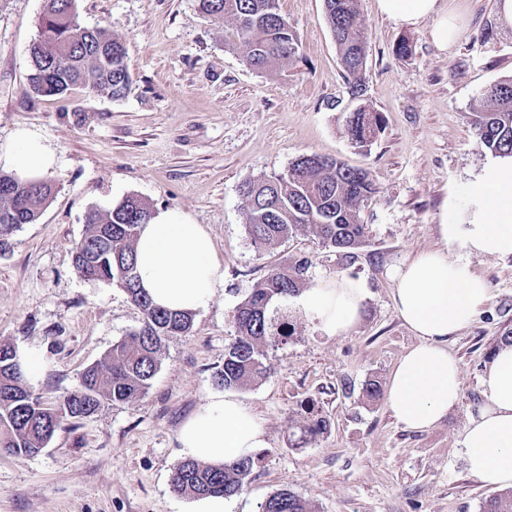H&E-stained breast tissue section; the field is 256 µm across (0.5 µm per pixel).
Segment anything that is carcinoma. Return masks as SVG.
<instances>
[{
  "label": "carcinoma",
  "instance_id": "cac0c4a2",
  "mask_svg": "<svg viewBox=\"0 0 512 512\" xmlns=\"http://www.w3.org/2000/svg\"><path fill=\"white\" fill-rule=\"evenodd\" d=\"M39 38L29 48V85L36 95H61L82 85L120 98L130 74L125 65L126 45L104 28L82 29L76 21V0H44ZM327 23L336 41L340 63L352 98L363 95L365 37L357 0H324ZM209 16L229 18L234 24L232 45L241 49L248 66L266 71L298 57L299 45L277 0H199ZM381 113L366 105L349 112L346 134L358 148L372 144L383 128ZM478 144L500 156L512 157V77L485 91L482 109L473 112ZM54 187L44 179L20 180L0 172V256L22 224H33L52 197ZM246 202V231L259 249L272 247L309 225L324 244L347 257L365 243L362 204L375 189L368 174L316 154H302L285 177L257 178L242 185ZM152 216L150 204L128 196L104 214L92 212L87 229L76 243L73 264L79 277L114 283L141 310L140 327L112 345L100 361L81 376L79 389L55 405L21 386L22 375L12 372L15 349L0 344V448L16 456L38 454L65 421L86 418L83 406L131 402L144 395L160 366L161 349L174 336L188 334L191 311L155 306L139 286L135 243L141 225ZM309 262L272 269L258 281L232 314L234 341L224 353V364L214 374L225 389L258 385L267 376L263 348L285 345L292 336L288 318L275 322L271 307L286 306L303 288ZM327 429L322 417L303 429L302 441L314 440ZM261 461L246 455L214 466L191 458L181 460L171 476L172 489L200 499L240 495L246 479ZM258 512H312L309 502L288 489L271 494ZM482 512H512V490L494 494Z\"/></svg>",
  "mask_w": 512,
  "mask_h": 512
}]
</instances>
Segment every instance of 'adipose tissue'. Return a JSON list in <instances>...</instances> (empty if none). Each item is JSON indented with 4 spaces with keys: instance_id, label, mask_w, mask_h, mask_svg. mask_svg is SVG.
<instances>
[{
    "instance_id": "ef3b65f1",
    "label": "adipose tissue",
    "mask_w": 512,
    "mask_h": 512,
    "mask_svg": "<svg viewBox=\"0 0 512 512\" xmlns=\"http://www.w3.org/2000/svg\"><path fill=\"white\" fill-rule=\"evenodd\" d=\"M388 19L412 25L433 20V37L447 44L455 29L439 0H378ZM17 174L35 175L54 156L26 131L19 132L8 158ZM440 248L418 252L396 274L395 307L418 342L400 358L387 382V403L406 429L423 431L446 417L459 401L462 379L448 339L464 329L487 302L486 281L471 267L474 255H512V158L487 165L466 186V205L442 220ZM456 259H449V250ZM140 286L152 301L171 310L206 308L224 286L205 227L173 214L152 216L136 247ZM365 285L347 274L321 279L292 299L317 322L323 335L349 332L358 322ZM485 406L465 427L464 460L484 484L512 487V345L501 347L482 378ZM184 456L221 463L254 452L264 443L256 416L237 398L211 396L181 426Z\"/></svg>"
}]
</instances>
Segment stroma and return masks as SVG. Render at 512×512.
Segmentation results:
<instances>
[{
	"instance_id": "1",
	"label": "stroma",
	"mask_w": 512,
	"mask_h": 512,
	"mask_svg": "<svg viewBox=\"0 0 512 512\" xmlns=\"http://www.w3.org/2000/svg\"><path fill=\"white\" fill-rule=\"evenodd\" d=\"M357 5L367 46L363 102L385 118L365 152L345 131L350 92L324 0H278L299 58L264 72L226 41L232 21L205 15L199 0H76L80 27L105 28L126 44L130 85L119 99L82 87L32 93L29 47L43 0H0V170L23 129L55 157L42 173L55 194L0 257V342L41 363L27 386L57 403L141 324L122 288L73 270L89 212L139 196L153 212L204 225L224 268L223 293L196 311L188 335L166 341L144 396L64 422L39 454L0 450V512H193L194 499L170 485L183 458L180 427L219 391L213 375L235 335V306L269 270L301 260L313 281L344 272L363 280L361 317L347 335L328 337L291 312L288 343L264 350L267 378L236 390L259 418L265 444L228 512H257L280 489L314 512H481L495 494L467 472L462 442L485 404L481 378L501 336L512 333V256L471 259L490 297L448 340L462 392L443 420L406 430L385 401L364 400L362 387L387 382L416 342L395 308V269L440 247L449 196L496 160L477 148L472 113L488 86L512 77V25L496 0H441L458 27L442 46L432 21L402 25L381 14L377 0ZM403 38L412 44L406 57L393 51ZM305 153L366 170L376 187L360 211L368 234L354 257L324 246L308 227L266 250L246 233L241 186L287 175ZM315 412L328 428L298 446Z\"/></svg>"
}]
</instances>
